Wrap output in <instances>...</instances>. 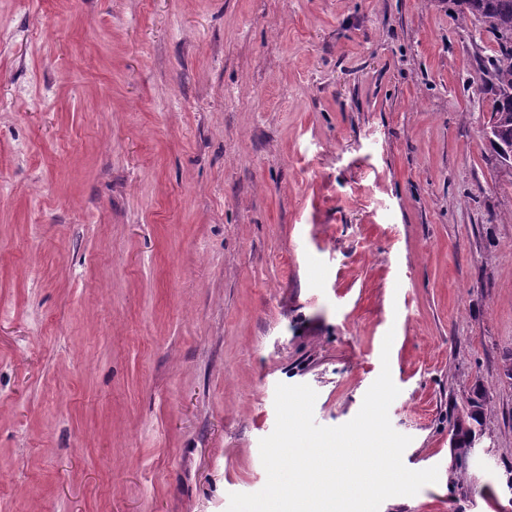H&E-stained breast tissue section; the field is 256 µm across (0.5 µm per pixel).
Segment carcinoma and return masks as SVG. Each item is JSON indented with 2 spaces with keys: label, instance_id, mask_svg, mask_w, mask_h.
Instances as JSON below:
<instances>
[{
  "label": "carcinoma",
  "instance_id": "1",
  "mask_svg": "<svg viewBox=\"0 0 512 512\" xmlns=\"http://www.w3.org/2000/svg\"><path fill=\"white\" fill-rule=\"evenodd\" d=\"M460 6L461 20L477 22L490 34L495 42L492 53L477 58V65L488 76L489 86H480L478 91L488 90L493 95L491 117L486 127V136L494 153L493 164L498 169L511 170L512 156L503 157L498 148L512 146V0H456ZM483 404L469 401L464 415L452 422L455 447L461 450L455 463L466 456L476 437L473 424H482Z\"/></svg>",
  "mask_w": 512,
  "mask_h": 512
}]
</instances>
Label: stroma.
<instances>
[{"mask_svg":"<svg viewBox=\"0 0 512 512\" xmlns=\"http://www.w3.org/2000/svg\"><path fill=\"white\" fill-rule=\"evenodd\" d=\"M453 0H0V512H227L277 384L380 512H512V178ZM485 400L462 477L450 417Z\"/></svg>","mask_w":512,"mask_h":512,"instance_id":"obj_1","label":"stroma"}]
</instances>
